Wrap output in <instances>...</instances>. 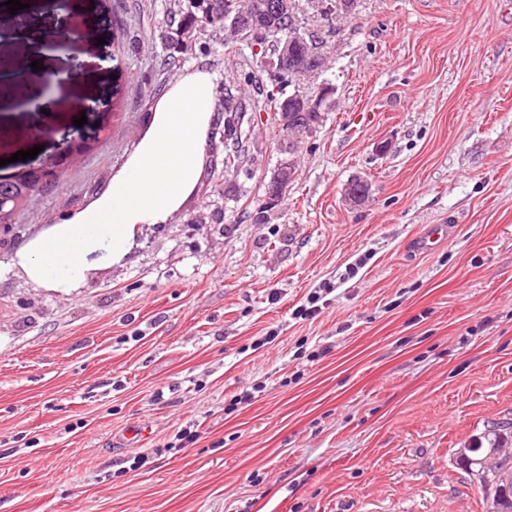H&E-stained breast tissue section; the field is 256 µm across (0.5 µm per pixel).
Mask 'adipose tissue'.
<instances>
[{
    "instance_id": "adipose-tissue-1",
    "label": "adipose tissue",
    "mask_w": 512,
    "mask_h": 512,
    "mask_svg": "<svg viewBox=\"0 0 512 512\" xmlns=\"http://www.w3.org/2000/svg\"><path fill=\"white\" fill-rule=\"evenodd\" d=\"M214 74L177 77L150 110L149 126L112 183L87 208L49 225L0 264L55 291L80 287L92 255L121 263L144 224H164L194 191L215 112Z\"/></svg>"
}]
</instances>
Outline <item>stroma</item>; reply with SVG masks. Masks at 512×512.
I'll list each match as a JSON object with an SVG mask.
<instances>
[{"label":"stroma","instance_id":"stroma-1","mask_svg":"<svg viewBox=\"0 0 512 512\" xmlns=\"http://www.w3.org/2000/svg\"><path fill=\"white\" fill-rule=\"evenodd\" d=\"M289 6L325 66L286 94L334 89L318 126L289 136L260 101L228 168L215 112L195 191L124 264L68 292L0 279V512H490L455 451L512 423V0ZM178 8L73 0L95 38L46 66L101 58L82 96L58 92L39 128L0 102V176L75 119L103 134L0 227V262L111 184L179 74L221 81L250 55L216 30L176 53ZM433 224L453 236L416 252ZM189 424L197 442L173 447Z\"/></svg>","mask_w":512,"mask_h":512}]
</instances>
